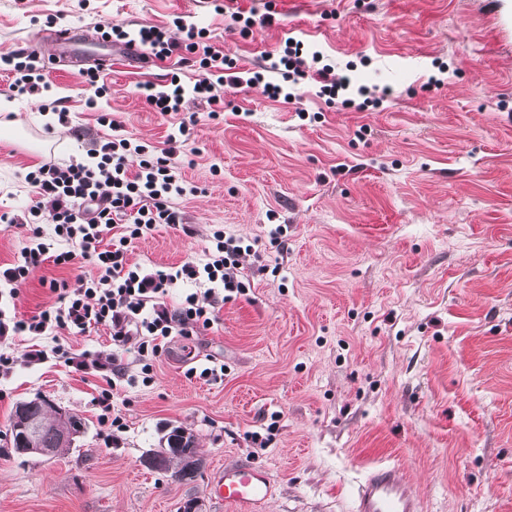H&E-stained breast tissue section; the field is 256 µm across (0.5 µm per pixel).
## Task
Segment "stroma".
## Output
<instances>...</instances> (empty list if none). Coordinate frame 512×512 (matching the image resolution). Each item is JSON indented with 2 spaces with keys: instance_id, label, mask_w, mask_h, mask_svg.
<instances>
[{
  "instance_id": "stroma-1",
  "label": "stroma",
  "mask_w": 512,
  "mask_h": 512,
  "mask_svg": "<svg viewBox=\"0 0 512 512\" xmlns=\"http://www.w3.org/2000/svg\"><path fill=\"white\" fill-rule=\"evenodd\" d=\"M233 10L254 20L248 37L230 31ZM54 25H154L180 42L202 28L240 72L292 36L352 87L389 95L355 111L307 78L290 101L243 85L225 89L220 118L190 96L163 115L139 86L193 84L195 58L177 52L101 73L92 109L82 71L46 67L32 43ZM17 49L44 65L50 89L11 92L0 72L12 116L0 212L34 196L29 167L87 160L108 134L100 114L157 147L191 117L173 157L187 222L158 226L130 260L149 272L201 258L217 229L262 259L217 322L169 340L152 384L117 380L120 431L101 417L105 380L75 367L108 347V330L15 339L0 371V512H226L210 483L238 463L273 474L264 512H352L357 480L378 462L401 466L424 512H512V0H0V53ZM51 104L69 123L45 121ZM96 274L40 267L17 311L54 303L42 279L73 287ZM33 347L42 360L28 359ZM209 357L221 379L187 378ZM39 395L85 431L51 458L16 457L9 418ZM176 426L196 437L191 482L142 463Z\"/></svg>"
}]
</instances>
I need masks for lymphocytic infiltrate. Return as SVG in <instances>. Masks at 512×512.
I'll return each instance as SVG.
<instances>
[{"label": "lymphocytic infiltrate", "instance_id": "f902f5d3", "mask_svg": "<svg viewBox=\"0 0 512 512\" xmlns=\"http://www.w3.org/2000/svg\"><path fill=\"white\" fill-rule=\"evenodd\" d=\"M111 36L140 44L158 59L181 49L198 55L203 75L193 85H183L176 76L163 86L140 85L146 104L163 115L180 111L188 95L211 104L221 102L228 86H259L273 98L282 91L281 85L265 81L262 73L246 79L235 75L233 60L201 40L183 45L156 26L135 32L116 26ZM0 67L12 74L10 87L17 93L37 92L45 83L24 52L1 54ZM108 126L111 134L94 152L93 163L73 162L65 167L41 163L24 177L36 189L34 199L21 212L0 215L1 222L33 227L17 260L0 267V298L18 300L30 274L47 263L65 267L88 262L96 266L98 276L80 281L75 288L63 280H47L56 301L34 315L24 317L0 309V339H56L103 326L110 331L112 348L98 352L94 367L120 377L135 365L147 384L154 378V363L170 337L190 336L214 324L225 302L245 294L250 282L244 259L252 248L218 229L202 260L151 273L130 263L128 254L136 240L160 225L174 228L185 221L184 212L172 203L184 193L172 157L175 144L187 141L191 128L189 122H180L176 133L169 135L167 147L149 148L120 135L116 121H109ZM132 156L138 159L133 167L128 164ZM45 211L51 216L58 243L54 250L43 243L38 227ZM178 286L183 289L180 299L169 305L166 298Z\"/></svg>", "mask_w": 512, "mask_h": 512}]
</instances>
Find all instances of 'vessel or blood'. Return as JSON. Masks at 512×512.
I'll return each instance as SVG.
<instances>
[{"mask_svg":"<svg viewBox=\"0 0 512 512\" xmlns=\"http://www.w3.org/2000/svg\"><path fill=\"white\" fill-rule=\"evenodd\" d=\"M38 40L47 46L52 58L80 66L90 62L107 71L118 60L100 39H86L77 29L58 27L39 32ZM275 481L264 469L249 464L225 467L213 483V492L229 512H258L274 495ZM354 512H423V501L399 475L395 464L377 463L357 485Z\"/></svg>","mask_w":512,"mask_h":512,"instance_id":"b4317fda","label":"vessel or blood"}]
</instances>
